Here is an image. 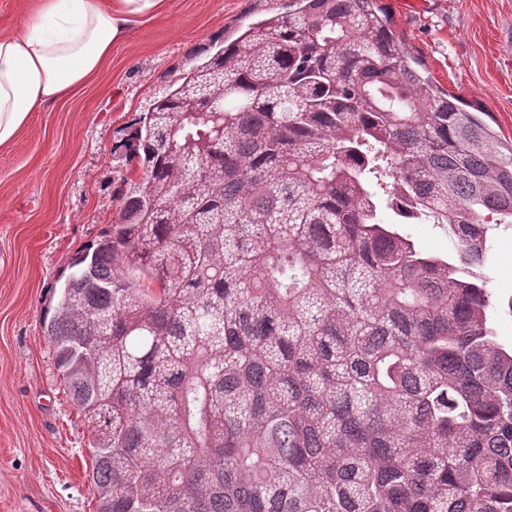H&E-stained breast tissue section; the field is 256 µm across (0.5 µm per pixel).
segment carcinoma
<instances>
[{
	"label": "carcinoma",
	"mask_w": 512,
	"mask_h": 512,
	"mask_svg": "<svg viewBox=\"0 0 512 512\" xmlns=\"http://www.w3.org/2000/svg\"><path fill=\"white\" fill-rule=\"evenodd\" d=\"M293 6L152 101L119 222L54 288L97 512H512L484 273L512 141L379 0ZM423 219L454 257L395 228Z\"/></svg>",
	"instance_id": "cac0c4a2"
}]
</instances>
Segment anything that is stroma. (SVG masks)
I'll return each instance as SVG.
<instances>
[{"instance_id": "35a3bbf8", "label": "stroma", "mask_w": 512, "mask_h": 512, "mask_svg": "<svg viewBox=\"0 0 512 512\" xmlns=\"http://www.w3.org/2000/svg\"><path fill=\"white\" fill-rule=\"evenodd\" d=\"M423 73L490 112L512 138V0H380ZM289 0H167L135 23L101 72L31 112L0 148V512H96L88 472L91 428L72 403L42 334L51 288L79 252L119 218L127 177L140 173L130 138L150 100L249 24ZM423 254L445 257L447 226L400 225ZM485 273L493 327L512 347V226L489 231Z\"/></svg>"}]
</instances>
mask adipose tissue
Segmentation results:
<instances>
[{
  "label": "adipose tissue",
  "instance_id": "1",
  "mask_svg": "<svg viewBox=\"0 0 512 512\" xmlns=\"http://www.w3.org/2000/svg\"><path fill=\"white\" fill-rule=\"evenodd\" d=\"M165 0H38L22 33L0 37V146L14 142L30 112L95 75L133 24Z\"/></svg>",
  "mask_w": 512,
  "mask_h": 512
}]
</instances>
